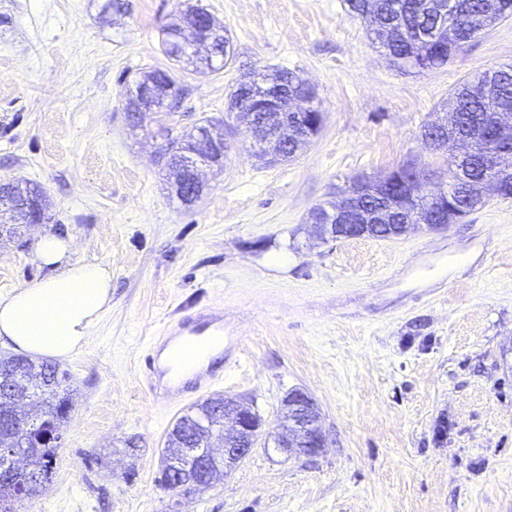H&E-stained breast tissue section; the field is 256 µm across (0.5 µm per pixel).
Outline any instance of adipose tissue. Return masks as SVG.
Returning <instances> with one entry per match:
<instances>
[{
  "mask_svg": "<svg viewBox=\"0 0 512 512\" xmlns=\"http://www.w3.org/2000/svg\"><path fill=\"white\" fill-rule=\"evenodd\" d=\"M69 240L41 236L35 259L51 273L33 286L0 296V344L35 356L66 358L86 343L112 299V272L75 262Z\"/></svg>",
  "mask_w": 512,
  "mask_h": 512,
  "instance_id": "1",
  "label": "adipose tissue"
}]
</instances>
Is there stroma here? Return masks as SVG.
Listing matches in <instances>:
<instances>
[{"mask_svg":"<svg viewBox=\"0 0 512 512\" xmlns=\"http://www.w3.org/2000/svg\"><path fill=\"white\" fill-rule=\"evenodd\" d=\"M0 0V179L43 188L49 222L0 245V295L49 275L45 234L112 269V301L85 347L60 362L74 403L48 489L32 512H167L156 483L165 436L216 394L264 423L251 455L182 512H512V199L395 240H313L316 204L348 179L412 163L448 178L421 139L450 92L512 65V18L448 65L404 71L343 0ZM224 25L235 59L180 68L164 25L189 5ZM266 66L298 73L321 102L320 134L296 160L254 156L246 132L193 207L172 197L151 126L125 95L168 70L185 90L181 135L224 119L233 87ZM224 310V362L210 387L170 405L143 377L150 343L180 311ZM246 357L234 365V347ZM306 391L327 437L308 458L276 449L281 402Z\"/></svg>","mask_w":512,"mask_h":512,"instance_id":"1","label":"stroma"}]
</instances>
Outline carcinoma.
<instances>
[{
  "mask_svg": "<svg viewBox=\"0 0 512 512\" xmlns=\"http://www.w3.org/2000/svg\"><path fill=\"white\" fill-rule=\"evenodd\" d=\"M351 13L367 22V36L384 50L399 68L425 70L448 64L486 27L512 17V0H344ZM211 17L203 7H189L176 15L163 29L164 52L185 66L192 61L184 55L178 41L180 23L202 22ZM214 53L207 66L217 71L234 59V48L224 26L213 25L210 31ZM153 82L149 107L139 109L126 102L132 120L142 124L152 120V108L174 112L180 107L183 88L161 69L145 75ZM305 95L312 100V111L321 112L314 91L299 75L279 67L256 72L253 81L242 83L230 94L228 119L203 120L189 133L170 143L171 155L162 164L165 179L174 185L181 175L178 162L196 150L197 142L222 130L228 120L248 123L261 113H276L272 101L276 93ZM448 142L465 140L476 122L489 128L501 112L512 114V65L486 69L456 86L448 97ZM310 143L304 127L288 131L283 138L260 150L259 155L272 162L295 158ZM449 180L454 184L447 200H430L411 193L400 195L385 184L357 199L350 207L372 211L379 207L398 213L414 212L415 221L436 220L455 224L479 203L477 186L487 175L483 161L484 143L476 140L462 158L451 154L446 146ZM11 195L28 213L47 220L45 192L22 179L8 184ZM70 374L58 365L11 357L0 367V512H20L51 482L57 456L62 449V426L72 408ZM224 436V396L218 395L195 405L179 417L168 433L167 448H210L213 439ZM31 457L29 465H16L19 455Z\"/></svg>",
  "mask_w": 512,
  "mask_h": 512,
  "instance_id": "cac0c4a2",
  "label": "carcinoma"
}]
</instances>
